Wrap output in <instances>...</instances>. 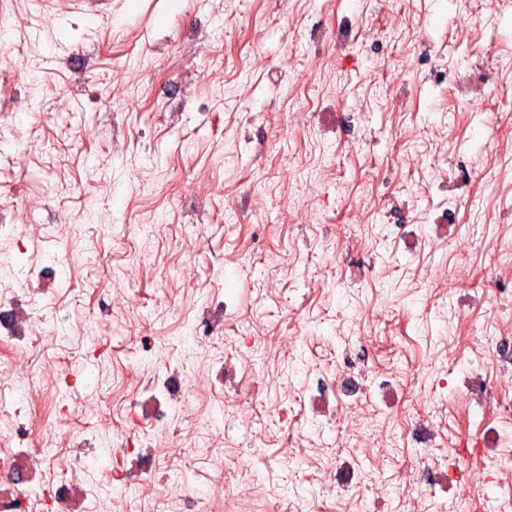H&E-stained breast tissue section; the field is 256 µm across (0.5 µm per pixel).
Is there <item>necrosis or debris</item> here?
I'll list each match as a JSON object with an SVG mask.
<instances>
[{
  "label": "necrosis or debris",
  "mask_w": 512,
  "mask_h": 512,
  "mask_svg": "<svg viewBox=\"0 0 512 512\" xmlns=\"http://www.w3.org/2000/svg\"><path fill=\"white\" fill-rule=\"evenodd\" d=\"M497 162L496 156L489 155L478 168L467 157L456 158L455 192L446 209L433 212V230L457 224L461 207L471 200L472 186ZM323 247L330 269L353 267L362 279L371 278L374 265L367 259L362 235L347 231L325 238ZM480 291L479 299H466L456 316L465 320L471 312L481 313L495 323L497 333L487 337L477 351L476 366L469 373L438 379L440 389L460 398V407L438 404L430 416L405 418L402 436L409 449L399 448L393 435L381 434L371 444L369 462L364 465L353 447L372 416V387H379L389 408L397 404L401 390L396 372H385L373 353L375 329L382 320L379 311L364 310L354 320L356 346L345 349L333 369L308 373L300 389V410L289 417L279 450L306 458V423L343 427L351 444L337 450L321 484L331 512H355V500L367 494L372 497V512H386V495L408 486L417 488L419 495L435 493L442 480L465 465L464 460L441 453L448 441L447 423L470 414L478 417L479 424L462 438L476 441L488 477L502 494L488 504L478 502L476 494L458 493L449 500L448 512H512V440L504 441L499 432L500 426L512 424V385L502 379L503 372L512 369V277L493 269L485 271ZM37 294L34 288L0 287V306L9 309L8 320L0 322V512H124L127 495L154 498L158 485L168 480L174 465L171 450L181 446L183 434L211 430L207 413L214 402H223L227 419L250 421L258 393L253 365L267 341L263 335L251 337L244 350L213 359L205 376L189 379L175 363L141 376L123 396L124 408L132 417L124 434L131 465L91 478L86 459L98 431L111 428V410L102 409L98 398L85 397L75 403L73 411L91 419V427L58 433L59 403L47 388L36 385L33 376L16 370L17 359L36 360L40 342L34 330L40 311ZM240 312L233 303L211 298L198 308L190 325L195 342L206 346L222 339L229 320ZM56 436L65 458L58 468L51 465L47 454V442ZM204 478L212 494H177L163 512H302L294 500L258 481L227 480L223 465L206 468Z\"/></svg>",
  "instance_id": "necrosis-or-debris-1"
}]
</instances>
